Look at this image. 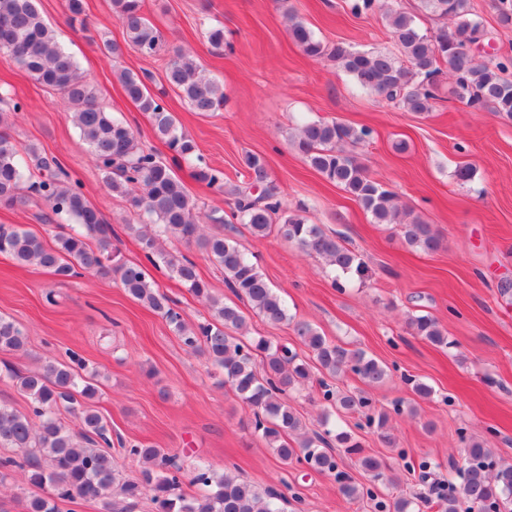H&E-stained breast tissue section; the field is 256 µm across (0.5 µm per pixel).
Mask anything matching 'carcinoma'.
<instances>
[{
    "label": "carcinoma",
    "mask_w": 512,
    "mask_h": 512,
    "mask_svg": "<svg viewBox=\"0 0 512 512\" xmlns=\"http://www.w3.org/2000/svg\"><path fill=\"white\" fill-rule=\"evenodd\" d=\"M422 11L452 21L451 28L421 30L415 16L384 6V17L400 53L395 57L380 50H357L344 42L332 46L317 39L296 14L288 13V35L309 57L327 59L344 71L364 91L408 112L425 115L437 100L441 75L454 80L455 96L472 109L491 104L512 119V78L505 75L504 62L479 61L469 43L486 32L474 13L471 0H419ZM127 43L145 57L155 55L163 37L142 13V0H112ZM0 54L12 59L37 83L60 93L68 103L69 117L102 172L106 186L129 197L131 206L147 222L129 224L145 257L155 267H166L188 290L206 300L212 321L190 326L174 302L150 281L143 266L126 262L112 245V226L81 191L60 159L38 154L36 148L20 147L2 127L7 117L0 113V207L12 208L26 190L31 198L48 202L52 215H42L45 224L60 231L55 244L19 227L0 225V253L20 265L36 264L60 278H70L82 269L90 274L119 281L124 290L144 306L164 317L184 346L199 352L223 374L224 387L252 411L251 429L284 464L297 463L315 472L334 474L338 468L336 449L356 457L359 467L375 481L394 484L388 467L376 454L366 451L350 430L326 429L308 433L288 403V392L312 383L309 363L290 350L263 338L247 342L236 336L246 325L243 312L211 295L209 285L198 274L196 264L178 259L158 246L163 236L198 244L224 270L227 288L251 305L254 313L270 322L291 320L285 302L270 287L264 275L237 242L222 233L205 236L201 223L226 224L222 216L200 214L194 198L175 172V161L195 163L194 177L210 187L224 188V172L204 163L197 146L178 126L152 94L143 79L129 71L118 74L126 95L150 116L154 135L174 153L173 161L160 159L140 146L131 126L101 108L95 92L80 73L74 59L62 48L55 31L45 22L35 0H0ZM166 78L197 112H215L224 106V87L208 78L201 66L176 49L167 64ZM369 136L336 120L304 123L291 137L293 149L311 168L340 186L376 224H396L407 245L424 251L440 246L433 225L412 216L398 205L397 195L370 175L365 164L344 150L346 143H360ZM247 180L227 190L233 199L231 219L257 238L272 233L294 244L302 253L316 255L344 274L366 276L368 266L343 244L342 237L325 233L297 213L281 209L279 187L262 158L246 154ZM410 327L430 343L449 348L446 331L429 315L410 318ZM294 330L310 349L315 368L335 379L351 372L367 384L381 382L387 371L377 359L360 350H350L328 340L310 324L298 322ZM26 336L14 322L0 317V351L24 349ZM82 359L75 353L69 361L48 358L42 366L25 374L10 368L5 377L16 383L30 400L23 414L0 404V447L23 453V462L8 458L1 467L19 466L27 483L45 495L35 494L26 512H61L60 504L75 500L101 501L107 512H135L140 499L151 496L156 512H285L288 502L272 489H260L229 471L221 473L198 466L185 470L179 456L162 448L142 444L122 447L124 455L141 463L137 480H119L117 462L108 452L110 429L90 406L98 394L92 379L82 374ZM322 417L342 409L376 427L380 441L394 445L389 431L390 414L376 408L363 391L336 392L320 379ZM67 413L79 421L72 430L62 418ZM461 479L448 481L451 489L438 498L440 512H512V463L496 459L486 443H465L462 464H452ZM202 490L188 495L183 484ZM376 512H415L416 502L402 495L375 499Z\"/></svg>",
    "instance_id": "carcinoma-1"
}]
</instances>
